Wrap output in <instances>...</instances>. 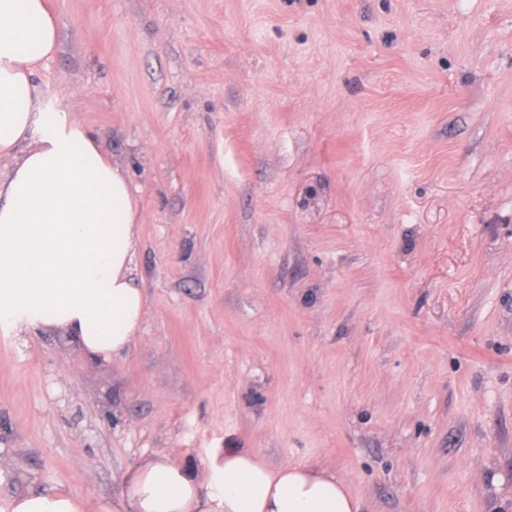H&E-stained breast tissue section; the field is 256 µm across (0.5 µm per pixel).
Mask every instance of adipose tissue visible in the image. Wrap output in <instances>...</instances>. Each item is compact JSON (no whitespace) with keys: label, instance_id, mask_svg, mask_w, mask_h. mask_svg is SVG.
<instances>
[{"label":"adipose tissue","instance_id":"adipose-tissue-1","mask_svg":"<svg viewBox=\"0 0 512 512\" xmlns=\"http://www.w3.org/2000/svg\"><path fill=\"white\" fill-rule=\"evenodd\" d=\"M57 49L46 0H0V159L12 162L0 178V323L62 331L106 359L126 350L145 315L138 206L124 173L66 113L27 144L37 76ZM0 512L84 509L69 495L19 492L0 497ZM98 512H362V501L334 475L227 448L198 465L149 459Z\"/></svg>","mask_w":512,"mask_h":512}]
</instances>
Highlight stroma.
<instances>
[{
    "label": "stroma",
    "instance_id": "1",
    "mask_svg": "<svg viewBox=\"0 0 512 512\" xmlns=\"http://www.w3.org/2000/svg\"><path fill=\"white\" fill-rule=\"evenodd\" d=\"M127 176L138 336L0 328V469L85 512L247 448L363 512H512V0H49ZM502 487H494L492 475Z\"/></svg>",
    "mask_w": 512,
    "mask_h": 512
}]
</instances>
